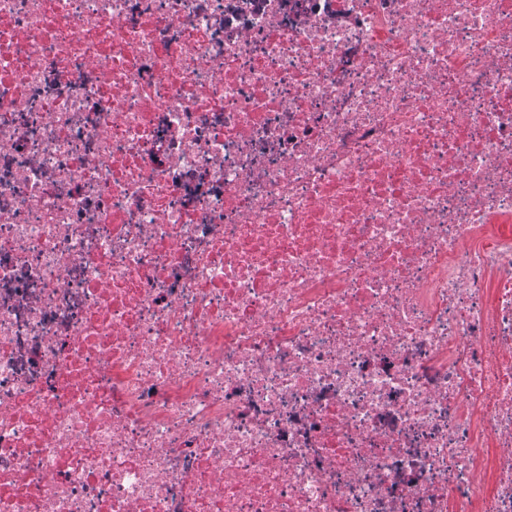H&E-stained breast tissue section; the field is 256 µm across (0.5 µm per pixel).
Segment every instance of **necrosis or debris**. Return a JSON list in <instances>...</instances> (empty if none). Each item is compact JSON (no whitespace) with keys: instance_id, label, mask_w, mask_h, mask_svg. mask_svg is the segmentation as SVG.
Returning a JSON list of instances; mask_svg holds the SVG:
<instances>
[{"instance_id":"necrosis-or-debris-1","label":"necrosis or debris","mask_w":512,"mask_h":512,"mask_svg":"<svg viewBox=\"0 0 512 512\" xmlns=\"http://www.w3.org/2000/svg\"><path fill=\"white\" fill-rule=\"evenodd\" d=\"M0 512H512V0H0Z\"/></svg>"}]
</instances>
